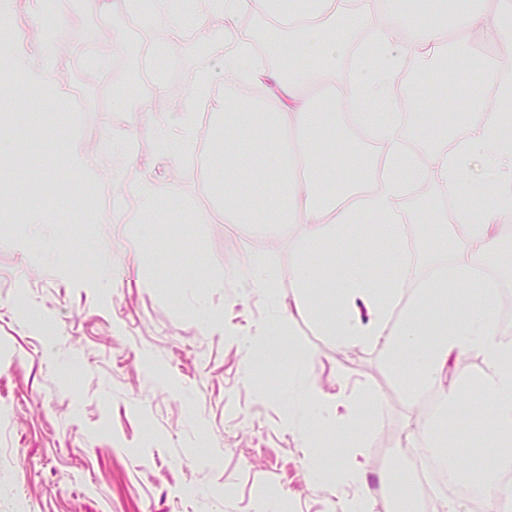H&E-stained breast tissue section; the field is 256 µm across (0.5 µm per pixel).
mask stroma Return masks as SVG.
Listing matches in <instances>:
<instances>
[{"label":"stroma","mask_w":512,"mask_h":512,"mask_svg":"<svg viewBox=\"0 0 512 512\" xmlns=\"http://www.w3.org/2000/svg\"><path fill=\"white\" fill-rule=\"evenodd\" d=\"M58 30L57 60L44 77L61 75L90 109L66 95L43 98L24 77L0 82V512H262L280 493L284 512H331L336 485L309 481L297 434L280 424L291 404L288 359H263L242 382L256 341L252 326L274 311L288 317L293 344L313 352L307 367L330 400L369 386L379 405L367 436L371 512H398L387 477L398 456L376 460L408 432L417 402L393 373L383 345L337 349L300 312L290 273L301 248L293 224L274 228L224 224L222 165L215 155L224 117V28L203 17L200 28L166 35L177 63L164 88L139 81L143 28L125 0H5L0 39L22 30L37 53L43 30ZM498 38L450 37L457 62L454 96L475 74H489ZM210 77L193 140L169 155L159 136L178 139L174 115L189 78ZM128 141L133 160L104 164L112 135ZM151 176L168 188L154 207L159 229L142 238L136 182ZM447 209L443 183L425 178L399 203V228L420 246L408 267L416 282L438 255L424 245L421 199ZM37 220L38 234L19 223ZM376 224L336 245L337 272L357 263L381 278L388 266ZM268 241L263 256L280 272L278 305L247 287L246 248ZM226 314L237 335L210 331L206 319ZM462 427L440 424L426 435L455 456L496 457L495 433L468 401Z\"/></svg>","instance_id":"obj_1"}]
</instances>
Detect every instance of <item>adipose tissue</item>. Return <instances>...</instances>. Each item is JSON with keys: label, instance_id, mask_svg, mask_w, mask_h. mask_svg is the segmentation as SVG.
Segmentation results:
<instances>
[{"label": "adipose tissue", "instance_id": "ef3b65f1", "mask_svg": "<svg viewBox=\"0 0 512 512\" xmlns=\"http://www.w3.org/2000/svg\"><path fill=\"white\" fill-rule=\"evenodd\" d=\"M262 3L266 14L286 33L271 41L278 59L275 72L258 64L249 42L233 27L224 40V221L228 224H296L304 247L294 265L291 282L298 307L309 314L323 334L339 348L384 344L395 376L416 390H428L442 409L458 401L448 378V361L467 351L482 359L478 376L483 406L494 433L512 440V340L503 337L496 320L494 294L476 276L477 267L496 256L512 258V247L500 235L503 217L512 212V139L503 130L512 114L502 105L512 100V53L497 55L492 70L496 90L487 102L482 87L463 96L461 111L479 113L464 135L448 137V118L432 104L416 112L418 132L438 142L430 157L411 151L400 131L401 118L371 128L381 147L375 187L355 191L365 167L356 152L336 151V122L325 105L343 102L356 116L373 106L393 112L395 81L407 57H440V78H448L453 62L445 57L449 31H491L512 39V0H495L493 8L474 12L451 10L448 0H415L404 13L383 14L384 0H223L225 18L233 20ZM374 28L381 46L378 57L367 58L368 45L352 42L361 23ZM402 51H394V44ZM349 54L344 81L336 79V60ZM273 84L275 95L263 103L247 104L241 88ZM252 148L254 160L238 162L242 144ZM439 178L453 193L457 206L454 241L437 236L432 250H452L453 277H437L423 285L418 296L404 301L407 271L397 266L385 283H378L364 264L350 266L339 283L321 284L309 263L313 252L326 251L358 227L372 222L389 224L398 214L399 200L410 182L425 175ZM272 190L275 203H255L259 191ZM471 289L474 303L465 309L448 304L449 280ZM297 409L289 424L305 419L313 424L303 432L306 447H320V432L353 438L352 455L327 462L309 459L311 481L332 480L343 495L339 512H370V473L360 462L368 450L361 438L370 430L369 413L378 400L361 387L330 403L315 382L299 376Z\"/></svg>", "mask_w": 512, "mask_h": 512}]
</instances>
